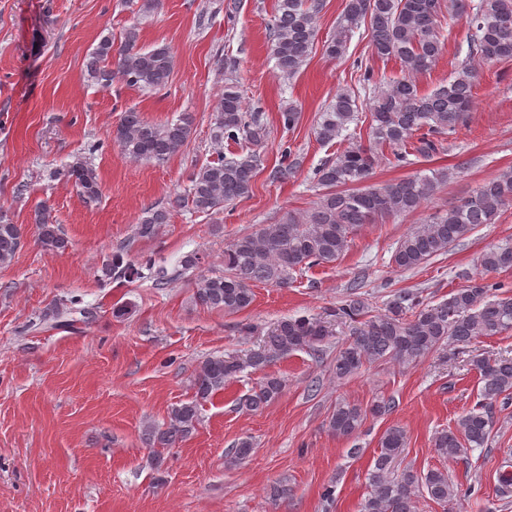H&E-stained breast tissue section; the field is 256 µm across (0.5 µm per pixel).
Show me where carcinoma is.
Instances as JSON below:
<instances>
[{
  "mask_svg": "<svg viewBox=\"0 0 512 512\" xmlns=\"http://www.w3.org/2000/svg\"><path fill=\"white\" fill-rule=\"evenodd\" d=\"M321 0H277L270 20L271 57L277 73L292 77L307 62L316 37V22ZM443 0H346L336 31L326 44L332 58L342 57L354 29L366 24L370 30L373 55L400 61L405 76L386 83L373 80L371 70L360 75L363 88L370 94L369 144L352 142L335 157L324 161L315 171L319 185L326 188L316 206L298 217L290 214L279 224H263L254 232L234 239L224 249V273L201 275L195 282L198 304L238 313L253 302L252 286L270 283L288 284L290 275L303 269L336 262L348 249L351 235L363 224H375L388 217L417 210L448 172L434 170L395 182L370 183L379 150L402 148L417 132L415 152L430 156L438 151L439 137L454 134L464 126L473 103V89L479 74L462 66L453 80L435 90L420 91L413 75L431 70L441 55L445 36L440 16ZM448 9L470 14L472 33L469 55L485 63L512 59V0H448ZM136 26L127 28L120 45L112 35L100 38L85 61L86 74L95 84L107 88L115 78L143 91L165 87L172 73L168 49H145L138 44ZM358 100L349 91L336 94L321 113L314 127L315 138L330 143L357 120ZM194 118L184 113L173 123L163 125L146 121L135 109L126 110L114 131L122 152L134 161L162 164L178 153L190 138ZM264 114L246 111L238 84L231 78L224 83L211 126L216 142L241 140L260 146L267 138ZM285 162L272 168L269 179L280 182L299 166L290 147L281 150ZM260 166L259 156L251 153L240 159L220 158L201 166L191 179L186 203L197 213L211 214L246 198ZM53 178L74 183L82 198L96 202L101 184L95 170L77 160L51 172ZM512 207V170H506L483 183L459 204L436 213L429 221L406 233L392 251V267L411 271L442 255L456 242L481 224H492L501 211ZM33 224L42 247L59 252L68 248V240L58 227L53 208L46 203L33 211ZM170 212L161 207L145 212L136 225L139 238H152ZM22 230L0 219V264L8 263L21 245ZM481 272L512 268V242L505 241L485 250L479 258ZM105 275L132 278L139 275L120 248L112 254ZM465 285L436 304L425 303L410 291L391 295L381 311L370 314L368 304L358 293L355 282L340 305L319 317H290L267 332L263 344L243 357L216 355L207 358L195 376V397L172 409L166 428L147 429L148 436L161 447L170 446L195 431L199 423V404L224 389L226 382L247 368L262 370L274 361L297 351L320 352L319 344L334 335L335 327L346 325L349 339L336 349L331 359L336 380L344 381L368 365L393 360L416 366L430 354L449 349L456 357L467 355L466 363L478 376V401L457 420L455 427L438 433L434 440L437 454L447 460L465 456L487 446L493 430V411L512 399V356L490 357L472 348L481 337L497 336L512 330V294L481 277L463 276ZM78 300L65 308L54 306L44 320L56 327L71 328L78 313L82 321L94 317L90 308H77ZM283 381L267 375L251 390L242 406L256 411L275 400ZM365 412L346 401L336 403L329 428L345 438L355 436L362 427ZM407 447L406 431L390 426L380 436L373 466L367 472L368 494L360 512H415L416 503L427 497L439 505H448L461 497L448 471L431 468L418 472L407 467L395 471ZM253 443L248 439L230 449V460L241 463L251 456ZM496 498H512V461L502 462Z\"/></svg>",
  "mask_w": 512,
  "mask_h": 512,
  "instance_id": "1",
  "label": "carcinoma"
}]
</instances>
